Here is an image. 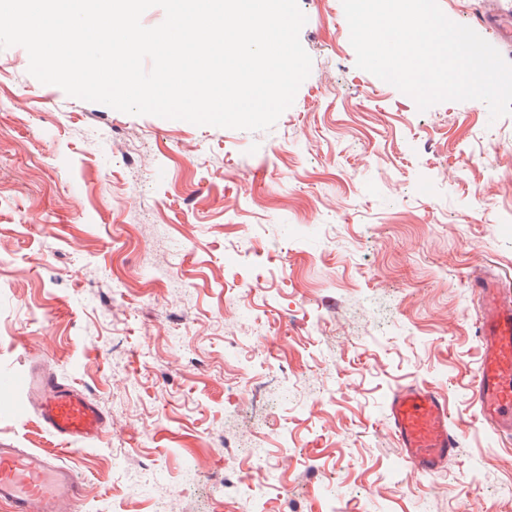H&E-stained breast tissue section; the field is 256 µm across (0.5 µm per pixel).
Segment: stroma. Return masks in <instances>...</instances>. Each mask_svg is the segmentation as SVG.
<instances>
[{"mask_svg": "<svg viewBox=\"0 0 512 512\" xmlns=\"http://www.w3.org/2000/svg\"><path fill=\"white\" fill-rule=\"evenodd\" d=\"M480 21L512 0H438ZM312 58L265 131L67 95L0 48V380L47 361L111 420L75 458L78 512H238L224 434L272 456L302 512H512V445L480 424L474 274L512 277V115L418 111L358 69L341 0H299ZM263 399H253L254 382ZM436 387L460 453L425 479L385 402ZM0 438L54 452L35 415Z\"/></svg>", "mask_w": 512, "mask_h": 512, "instance_id": "stroma-1", "label": "stroma"}]
</instances>
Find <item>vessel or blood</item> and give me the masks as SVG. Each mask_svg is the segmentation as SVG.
<instances>
[{
    "mask_svg": "<svg viewBox=\"0 0 512 512\" xmlns=\"http://www.w3.org/2000/svg\"><path fill=\"white\" fill-rule=\"evenodd\" d=\"M481 300L476 319L480 368L470 383L481 423L512 440V283L473 278ZM15 387L29 405H9L16 418L35 411L43 429L67 446L100 440L110 426L105 411L81 388L59 381L46 364L19 375ZM389 429L400 457L418 473L434 476L458 455L459 433L448 423V402L435 388L412 383L392 391L387 403ZM80 490L72 468L53 457L0 440V504L8 512H76Z\"/></svg>",
    "mask_w": 512,
    "mask_h": 512,
    "instance_id": "obj_1",
    "label": "vessel or blood"
}]
</instances>
